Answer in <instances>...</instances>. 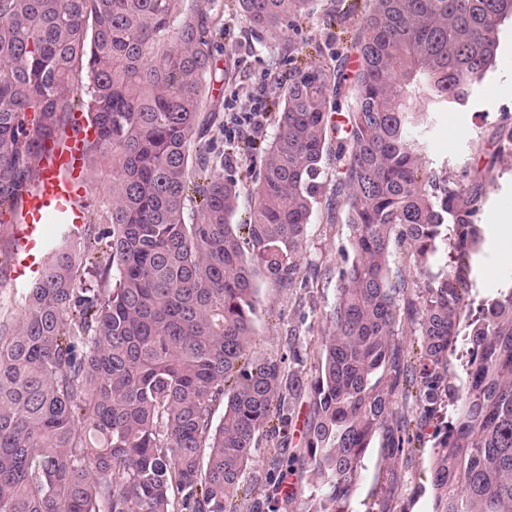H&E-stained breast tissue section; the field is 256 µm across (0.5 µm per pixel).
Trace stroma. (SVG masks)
Returning <instances> with one entry per match:
<instances>
[{
	"mask_svg": "<svg viewBox=\"0 0 512 512\" xmlns=\"http://www.w3.org/2000/svg\"><path fill=\"white\" fill-rule=\"evenodd\" d=\"M354 0H313L311 16L302 36L307 44L299 63H318L340 56L354 63L357 51L349 39H337L336 28L327 26V15L348 10ZM221 26L215 35L219 81L215 82L210 105L213 114L203 131L216 146V168L240 179L238 218H246L253 206V174L262 168L264 153L245 155L236 141H225L224 125L229 113L246 112L260 99H275L277 86L287 83L291 64L288 42L269 44L237 12L234 0H217ZM512 113V21L501 27V42L494 69L478 86L469 105L438 113L425 135L424 161L427 169L455 173L474 161L475 140H490L501 113ZM494 182L481 215L485 240L474 258V292L487 295L512 277V242L496 232L501 211L512 209V159L498 163ZM350 229L326 221L323 206H316L309 236L300 259L302 267L317 266L313 287L288 290L267 278L257 281V311L254 318L255 344L271 357L287 354L289 329L306 333L308 325L324 326L336 296V267L349 246ZM380 440H373L364 459L353 512H431L432 491L428 473V449L413 454L411 461L390 466L383 459Z\"/></svg>",
	"mask_w": 512,
	"mask_h": 512,
	"instance_id": "obj_1",
	"label": "stroma"
}]
</instances>
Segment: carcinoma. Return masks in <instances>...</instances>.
I'll return each mask as SVG.
<instances>
[{"mask_svg": "<svg viewBox=\"0 0 512 512\" xmlns=\"http://www.w3.org/2000/svg\"><path fill=\"white\" fill-rule=\"evenodd\" d=\"M185 2L0 0V208L20 205L42 143L76 109L98 129L88 155L112 165L105 226L55 249L0 323V512H259L254 493L287 502L304 465V512H350L371 441L397 465L447 412L430 434L432 512H512V282L470 298L512 114L476 145L485 165L457 174L426 171L418 136L495 64L512 0H364L358 16L331 15L356 30V68L293 67L239 224L238 180L199 138L215 0ZM312 2L235 0L270 39L299 33ZM346 80L336 137L328 112ZM332 138L350 250L329 324L313 363L293 328L288 358L266 357L253 349L255 280L314 279L299 258ZM400 263L411 279L392 275ZM262 439L272 468L253 474Z\"/></svg>", "mask_w": 512, "mask_h": 512, "instance_id": "cac0c4a2", "label": "carcinoma"}]
</instances>
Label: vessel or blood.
I'll return each instance as SVG.
<instances>
[{
  "instance_id": "b4317fda",
  "label": "vessel or blood",
  "mask_w": 512,
  "mask_h": 512,
  "mask_svg": "<svg viewBox=\"0 0 512 512\" xmlns=\"http://www.w3.org/2000/svg\"><path fill=\"white\" fill-rule=\"evenodd\" d=\"M71 133L46 139L38 154V179L19 209L0 211V221L12 227L11 260L5 278L15 284L39 280L44 272L54 234L78 240L88 221L85 201L91 190L86 144L96 128L84 113L72 116Z\"/></svg>"
}]
</instances>
